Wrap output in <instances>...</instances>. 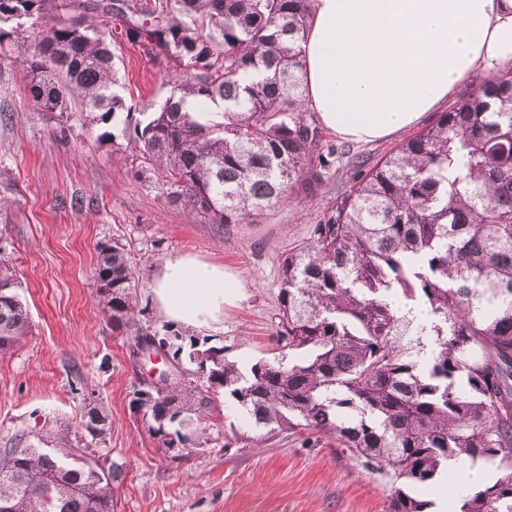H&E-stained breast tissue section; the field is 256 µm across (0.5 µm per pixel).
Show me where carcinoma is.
Listing matches in <instances>:
<instances>
[{"label":"carcinoma","instance_id":"carcinoma-1","mask_svg":"<svg viewBox=\"0 0 512 512\" xmlns=\"http://www.w3.org/2000/svg\"><path fill=\"white\" fill-rule=\"evenodd\" d=\"M312 0H0V53L43 112L124 116L139 173L211 224H243L312 190L345 149L306 116L297 46ZM159 59L170 93L135 117L112 42ZM189 98L224 101L218 118ZM99 303L130 341L157 337L183 376L139 383L131 413L164 448L210 441L215 397L266 440L298 427L336 437L366 470L410 487L451 459L499 461L503 473L461 495L459 512H512V69L483 80L432 125L367 170L281 263L278 356L243 371L209 337L137 316L125 246L97 245ZM0 259V352L27 336L29 312ZM428 308L418 320L388 302ZM112 425L98 407L91 437L59 433L40 448L21 431L0 447V512H114L125 468L95 454ZM397 488L388 512H426Z\"/></svg>","mask_w":512,"mask_h":512}]
</instances>
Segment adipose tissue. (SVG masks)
<instances>
[{"mask_svg":"<svg viewBox=\"0 0 512 512\" xmlns=\"http://www.w3.org/2000/svg\"><path fill=\"white\" fill-rule=\"evenodd\" d=\"M300 49L320 124L378 142L417 125L463 80L512 62V0H313ZM245 288L224 265L184 253L158 267L151 293L166 322L219 329Z\"/></svg>","mask_w":512,"mask_h":512,"instance_id":"ef3b65f1","label":"adipose tissue"}]
</instances>
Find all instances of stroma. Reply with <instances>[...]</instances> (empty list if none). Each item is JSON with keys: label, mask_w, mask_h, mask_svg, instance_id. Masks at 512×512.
<instances>
[{"label": "stroma", "mask_w": 512, "mask_h": 512, "mask_svg": "<svg viewBox=\"0 0 512 512\" xmlns=\"http://www.w3.org/2000/svg\"><path fill=\"white\" fill-rule=\"evenodd\" d=\"M128 103L151 112L169 88L156 61L134 44H113ZM27 77L13 55L0 54V255L12 261L17 292L30 315L25 342L0 352V446L17 431L76 433L90 407L104 405L112 428L97 454L124 463L115 488L117 512H387L396 485L371 473L318 434L281 436L256 445L233 405L220 404L212 441L171 461L142 421L129 412L141 377L125 332L96 294V248L117 240L141 287L151 320L149 286L170 254L189 253L222 264L249 284V296L224 317L213 345L248 368L276 357L280 263L307 242L314 224L348 192L354 173L337 158L313 192L255 221L212 224L172 205L138 175L133 144L119 125L72 115L60 134L51 114L27 94ZM85 384L74 394L75 379Z\"/></svg>", "instance_id": "stroma-1"}]
</instances>
